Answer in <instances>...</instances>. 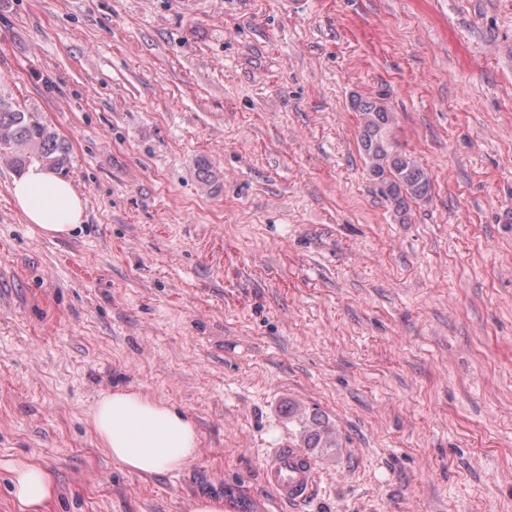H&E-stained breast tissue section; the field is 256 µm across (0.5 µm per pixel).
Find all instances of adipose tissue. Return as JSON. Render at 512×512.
I'll return each instance as SVG.
<instances>
[{
  "mask_svg": "<svg viewBox=\"0 0 512 512\" xmlns=\"http://www.w3.org/2000/svg\"><path fill=\"white\" fill-rule=\"evenodd\" d=\"M10 193L27 223L42 233L64 237L85 220V206L74 185L34 163L16 178ZM95 435L111 458L130 471L156 474L194 462L200 438L194 426L164 401L130 389L103 395L92 413ZM13 494L23 512H41L52 496V481L39 465L12 466Z\"/></svg>",
  "mask_w": 512,
  "mask_h": 512,
  "instance_id": "1",
  "label": "adipose tissue"
}]
</instances>
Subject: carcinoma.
Instances as JSON below:
<instances>
[{
  "label": "carcinoma",
  "instance_id": "obj_1",
  "mask_svg": "<svg viewBox=\"0 0 512 512\" xmlns=\"http://www.w3.org/2000/svg\"><path fill=\"white\" fill-rule=\"evenodd\" d=\"M361 120L360 145L367 172L395 213L405 221L411 204L431 195L430 173L400 143L395 117L376 100L352 103ZM0 149L22 168L39 161L53 168L65 162L66 147L58 133L39 112L22 110L0 95ZM307 448H334L336 437L314 416L304 437Z\"/></svg>",
  "mask_w": 512,
  "mask_h": 512
}]
</instances>
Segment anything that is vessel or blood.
Masks as SVG:
<instances>
[{
	"label": "vessel or blood",
	"mask_w": 512,
	"mask_h": 512,
	"mask_svg": "<svg viewBox=\"0 0 512 512\" xmlns=\"http://www.w3.org/2000/svg\"><path fill=\"white\" fill-rule=\"evenodd\" d=\"M264 484L282 502L299 505L312 498L319 486L318 469L301 449L280 448L261 463Z\"/></svg>",
	"instance_id": "1"
}]
</instances>
